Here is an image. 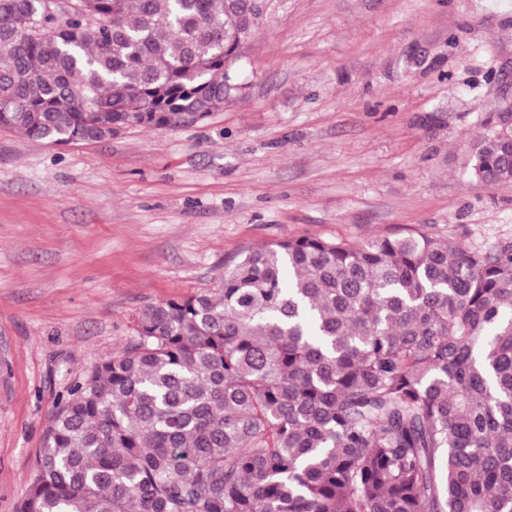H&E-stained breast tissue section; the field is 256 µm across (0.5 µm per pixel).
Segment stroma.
<instances>
[{
  "mask_svg": "<svg viewBox=\"0 0 512 512\" xmlns=\"http://www.w3.org/2000/svg\"><path fill=\"white\" fill-rule=\"evenodd\" d=\"M512 100V0H272L206 123L50 146L0 127V512L54 402L147 304L250 247L410 229L512 241V185L467 174Z\"/></svg>",
  "mask_w": 512,
  "mask_h": 512,
  "instance_id": "stroma-1",
  "label": "stroma"
}]
</instances>
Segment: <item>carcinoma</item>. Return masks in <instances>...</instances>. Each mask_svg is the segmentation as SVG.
<instances>
[{
    "instance_id": "carcinoma-1",
    "label": "carcinoma",
    "mask_w": 512,
    "mask_h": 512,
    "mask_svg": "<svg viewBox=\"0 0 512 512\" xmlns=\"http://www.w3.org/2000/svg\"><path fill=\"white\" fill-rule=\"evenodd\" d=\"M0 0V127L48 145L223 110L254 0ZM470 177L512 185V111ZM17 512H512V242L285 237L145 305L52 407Z\"/></svg>"
}]
</instances>
